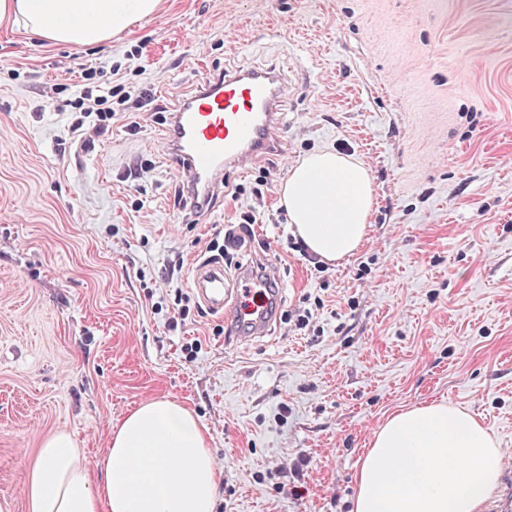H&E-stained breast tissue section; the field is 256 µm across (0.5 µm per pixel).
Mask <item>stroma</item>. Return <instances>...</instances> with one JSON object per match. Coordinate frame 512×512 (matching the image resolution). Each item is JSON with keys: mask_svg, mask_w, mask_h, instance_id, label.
I'll return each mask as SVG.
<instances>
[{"mask_svg": "<svg viewBox=\"0 0 512 512\" xmlns=\"http://www.w3.org/2000/svg\"><path fill=\"white\" fill-rule=\"evenodd\" d=\"M276 64L288 147L207 213L186 214L162 140L203 71ZM152 89V110L74 143L83 87ZM330 147L375 190L352 256L313 267L278 187ZM148 177H141L142 167ZM253 214L224 270L261 253L287 288L247 345L191 302L210 240ZM183 257L170 272L174 257ZM191 410L224 472L215 512H350L360 460L391 417L446 403L505 455L482 512L512 489V0H161L112 41L56 45L0 22V512H27L43 438L72 434L89 465L138 404ZM308 465L300 493L286 473Z\"/></svg>", "mask_w": 512, "mask_h": 512, "instance_id": "35a3bbf8", "label": "stroma"}]
</instances>
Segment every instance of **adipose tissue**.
Returning <instances> with one entry per match:
<instances>
[{"instance_id": "obj_1", "label": "adipose tissue", "mask_w": 512, "mask_h": 512, "mask_svg": "<svg viewBox=\"0 0 512 512\" xmlns=\"http://www.w3.org/2000/svg\"><path fill=\"white\" fill-rule=\"evenodd\" d=\"M159 0H0V18L58 44L94 45L154 15ZM294 234L327 261L366 236L373 185L365 165L331 148L294 166L280 186ZM502 451L461 408L429 404L384 423L360 462L353 512H481L496 490ZM220 468L190 410L140 403L111 430L101 476L73 436H46L30 466L28 512H213Z\"/></svg>"}]
</instances>
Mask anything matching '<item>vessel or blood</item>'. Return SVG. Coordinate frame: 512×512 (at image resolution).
Listing matches in <instances>:
<instances>
[{"label":"vessel or blood","mask_w":512,"mask_h":512,"mask_svg":"<svg viewBox=\"0 0 512 512\" xmlns=\"http://www.w3.org/2000/svg\"><path fill=\"white\" fill-rule=\"evenodd\" d=\"M290 90L273 65L199 79L195 93L170 113L164 133L171 163L191 186L187 207L213 205L227 172L246 173L282 150L281 103ZM189 284L207 311L223 315L233 341L267 336L278 322L284 288L270 274L245 268L230 277L222 260L208 257L193 264Z\"/></svg>","instance_id":"vessel-or-blood-1"}]
</instances>
